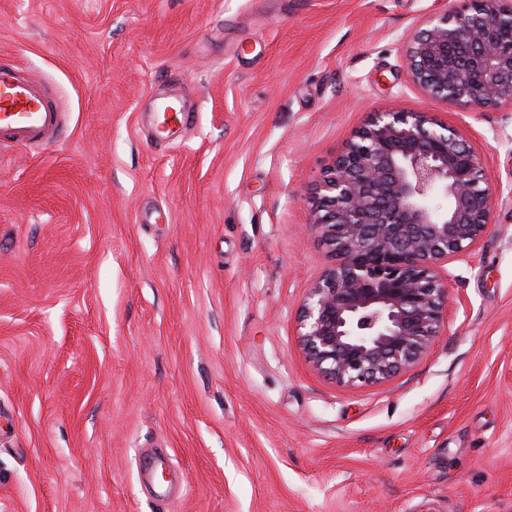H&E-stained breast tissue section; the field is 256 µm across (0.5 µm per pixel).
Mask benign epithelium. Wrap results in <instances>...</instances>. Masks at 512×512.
<instances>
[{"label":"benign epithelium","mask_w":512,"mask_h":512,"mask_svg":"<svg viewBox=\"0 0 512 512\" xmlns=\"http://www.w3.org/2000/svg\"><path fill=\"white\" fill-rule=\"evenodd\" d=\"M414 83L451 106L512 101V0H468L407 42ZM314 228L337 257L300 313V343L330 379L381 382L407 368L447 322L448 259L491 227L480 158L447 123L375 112L315 188Z\"/></svg>","instance_id":"obj_1"}]
</instances>
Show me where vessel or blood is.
<instances>
[{
    "label": "vessel or blood",
    "mask_w": 512,
    "mask_h": 512,
    "mask_svg": "<svg viewBox=\"0 0 512 512\" xmlns=\"http://www.w3.org/2000/svg\"><path fill=\"white\" fill-rule=\"evenodd\" d=\"M156 139L169 138L178 128L194 123L195 112L175 97L159 101ZM65 131V113L33 73L0 60V145L47 147Z\"/></svg>",
    "instance_id": "b4317fda"
}]
</instances>
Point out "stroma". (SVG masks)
<instances>
[{
  "label": "stroma",
  "instance_id": "obj_1",
  "mask_svg": "<svg viewBox=\"0 0 512 512\" xmlns=\"http://www.w3.org/2000/svg\"><path fill=\"white\" fill-rule=\"evenodd\" d=\"M466 3L0 0V58L70 115L0 148V512H512V103L405 61ZM171 91L197 120L159 145ZM394 106L480 156L492 224L429 347L343 385L300 345L314 188Z\"/></svg>",
  "mask_w": 512,
  "mask_h": 512
}]
</instances>
